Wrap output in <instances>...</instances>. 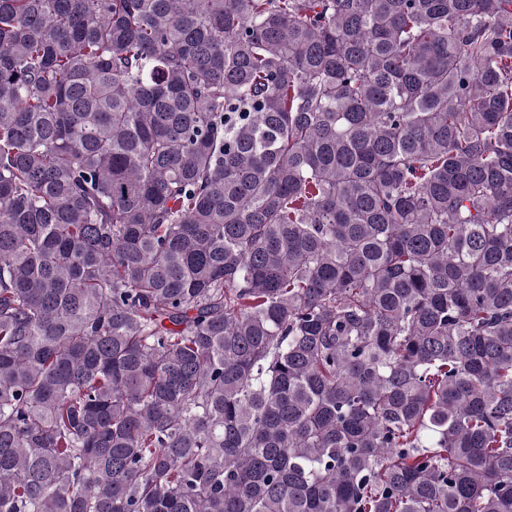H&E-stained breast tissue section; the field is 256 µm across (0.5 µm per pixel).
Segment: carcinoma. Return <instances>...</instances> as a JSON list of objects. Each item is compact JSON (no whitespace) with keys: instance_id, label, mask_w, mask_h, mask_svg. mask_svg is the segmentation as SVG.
I'll return each mask as SVG.
<instances>
[{"instance_id":"cac0c4a2","label":"carcinoma","mask_w":512,"mask_h":512,"mask_svg":"<svg viewBox=\"0 0 512 512\" xmlns=\"http://www.w3.org/2000/svg\"><path fill=\"white\" fill-rule=\"evenodd\" d=\"M0 512H512V0H0Z\"/></svg>"}]
</instances>
